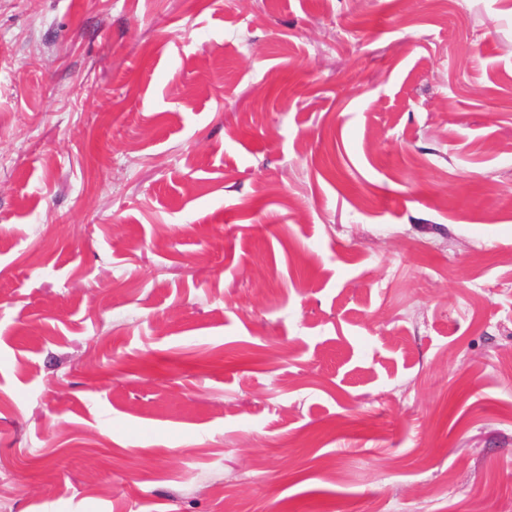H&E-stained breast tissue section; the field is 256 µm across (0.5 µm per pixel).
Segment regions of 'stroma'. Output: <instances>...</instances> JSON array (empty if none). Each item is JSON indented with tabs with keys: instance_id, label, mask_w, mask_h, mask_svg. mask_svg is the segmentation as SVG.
<instances>
[{
	"instance_id": "obj_1",
	"label": "stroma",
	"mask_w": 512,
	"mask_h": 512,
	"mask_svg": "<svg viewBox=\"0 0 512 512\" xmlns=\"http://www.w3.org/2000/svg\"><path fill=\"white\" fill-rule=\"evenodd\" d=\"M512 512V0H0V512Z\"/></svg>"
}]
</instances>
